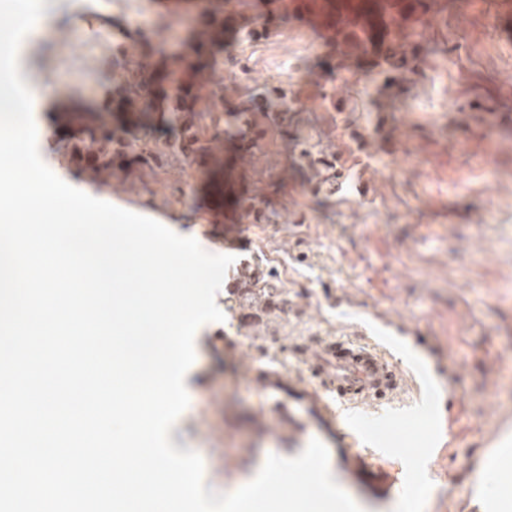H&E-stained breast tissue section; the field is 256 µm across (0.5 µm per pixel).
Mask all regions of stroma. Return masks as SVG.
<instances>
[{"instance_id":"obj_1","label":"stroma","mask_w":512,"mask_h":512,"mask_svg":"<svg viewBox=\"0 0 512 512\" xmlns=\"http://www.w3.org/2000/svg\"><path fill=\"white\" fill-rule=\"evenodd\" d=\"M23 1L41 33L12 47L54 105L35 122L45 164L207 252L262 255L278 275L286 304L277 315H252L241 336L230 317L197 331L177 447L234 487L290 448L287 395L254 377L307 376L297 351L378 318L413 330L426 353L404 360L414 382L389 425L363 435L372 477L333 454L338 485L362 512H502L512 502V14L496 0H472L462 13L451 0L425 28L414 72L392 87L385 66L340 76L327 39L295 20L256 39L227 35L219 61L239 70L234 104L283 95L289 134L262 123L254 162L235 163L225 149L226 174L214 180L172 154L163 168L101 183L67 164L77 136L59 111L80 98L111 121L113 61L149 66L144 35L183 52L193 17L160 16L163 0ZM291 32L306 43L288 41ZM380 96L388 104L379 112ZM246 189L265 222L238 221L229 196ZM448 400L455 415L444 442L437 411ZM488 461L500 468L495 495L453 503L449 476L473 481Z\"/></svg>"}]
</instances>
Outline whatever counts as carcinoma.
<instances>
[{
	"instance_id": "1",
	"label": "carcinoma",
	"mask_w": 512,
	"mask_h": 512,
	"mask_svg": "<svg viewBox=\"0 0 512 512\" xmlns=\"http://www.w3.org/2000/svg\"><path fill=\"white\" fill-rule=\"evenodd\" d=\"M279 20H288L300 13L309 17L314 28L331 33V41L339 57L338 68L384 62L393 68L405 61L410 49L420 47L417 38L424 28L423 19L447 9L446 0H275ZM201 5L195 17L194 31L186 51L169 54L163 46L147 43L148 54L159 56L171 93L161 94L159 84L140 67L128 64L112 65V122L122 128L118 135L102 122L89 105L78 103L64 113L67 123L74 126L80 137L70 162L88 178L107 181L117 174L128 180L145 168H161L167 154L144 140L141 131L161 130L188 165L204 160L214 174L224 169L221 148L210 146L203 135L200 120L209 116L214 127L225 123L224 139L235 143L242 160L251 161L259 146L261 131L237 126L232 119L236 112L224 113L230 99L224 95L229 87L214 81V63L204 52L224 43V32L231 21L224 10L223 0H197ZM210 91V111L198 109L200 92ZM269 116L282 118L288 106L282 97L266 96L260 103ZM234 303L228 310L239 319L245 311L263 308L273 311L284 303L282 289L277 287L275 273L262 260L253 256L240 261L233 291Z\"/></svg>"
}]
</instances>
